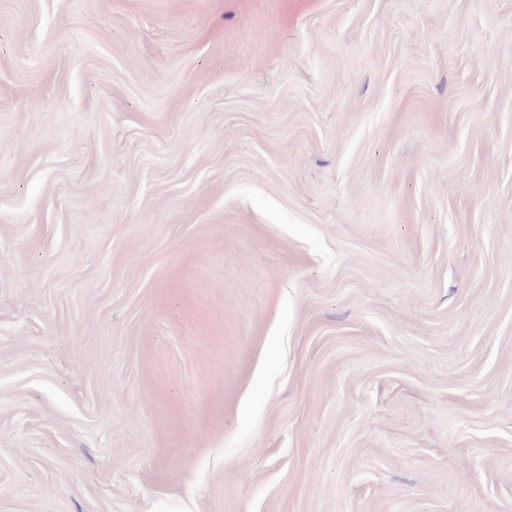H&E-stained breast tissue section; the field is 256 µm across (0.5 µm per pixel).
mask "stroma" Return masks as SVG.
<instances>
[{
	"instance_id": "35a3bbf8",
	"label": "stroma",
	"mask_w": 512,
	"mask_h": 512,
	"mask_svg": "<svg viewBox=\"0 0 512 512\" xmlns=\"http://www.w3.org/2000/svg\"><path fill=\"white\" fill-rule=\"evenodd\" d=\"M0 512H512V0H0Z\"/></svg>"
}]
</instances>
